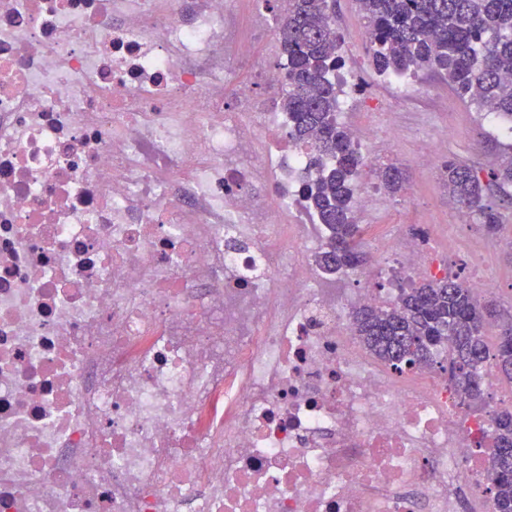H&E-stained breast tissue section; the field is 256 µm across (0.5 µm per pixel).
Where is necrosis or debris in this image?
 Instances as JSON below:
<instances>
[{
  "label": "necrosis or debris",
  "instance_id": "obj_1",
  "mask_svg": "<svg viewBox=\"0 0 512 512\" xmlns=\"http://www.w3.org/2000/svg\"><path fill=\"white\" fill-rule=\"evenodd\" d=\"M230 0H0V512H460L490 416L352 334L420 237L328 285L261 69L224 109ZM364 171L396 143L349 121Z\"/></svg>",
  "mask_w": 512,
  "mask_h": 512
}]
</instances>
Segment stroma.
<instances>
[{
    "mask_svg": "<svg viewBox=\"0 0 512 512\" xmlns=\"http://www.w3.org/2000/svg\"><path fill=\"white\" fill-rule=\"evenodd\" d=\"M334 9L336 22L344 34V75L369 87L367 95L351 101L349 112L354 116L371 113L376 122L382 118L381 108L394 112L400 138L390 161L402 167L408 176L404 189L391 197L390 208L371 218L363 236L364 246H371L376 238L386 234L431 224L436 228L438 246L449 248L454 255H462L469 242L483 238L485 231L475 217L464 210H449L448 188L441 168L429 169L421 162L425 141L438 131L447 130L449 157L469 165L483 176L498 159L497 154L484 150L486 137L495 136L505 146L512 144V139L505 135L502 124L481 117L473 106L456 96L447 80L431 72L418 73L417 90L413 93L400 94L378 88L377 75L365 52L366 28L355 0H336ZM275 17V10L264 5L235 0L226 22L251 40L253 50L250 57L230 65L227 84L246 78L254 69L278 63V54L266 51L275 31Z\"/></svg>",
    "mask_w": 512,
    "mask_h": 512,
    "instance_id": "1",
    "label": "stroma"
}]
</instances>
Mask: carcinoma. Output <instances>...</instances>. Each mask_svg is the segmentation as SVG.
Listing matches in <instances>:
<instances>
[{"label":"carcinoma","instance_id":"cac0c4a2","mask_svg":"<svg viewBox=\"0 0 512 512\" xmlns=\"http://www.w3.org/2000/svg\"><path fill=\"white\" fill-rule=\"evenodd\" d=\"M276 36L278 67L284 70L281 110L288 136L306 155L297 190L316 223L326 250L316 262L347 274L369 262L362 250L363 226L354 220V194L362 158L344 125L336 85L346 60L343 34L329 0H281ZM369 33L367 53L380 75L414 77L431 69L448 79L463 101L512 124V0H356ZM448 197L497 234L501 212L490 192L512 186V144L486 179L469 166L448 161L443 170ZM383 188L396 194L405 177L395 166L379 172ZM496 326V342L486 331ZM352 334L376 359L399 373L434 366L473 412L486 411L484 378L493 366L512 382V310L481 303L457 278L444 277L399 288L388 307L353 311ZM492 448L484 469L494 512H512V408L495 411L488 434Z\"/></svg>","mask_w":512,"mask_h":512}]
</instances>
